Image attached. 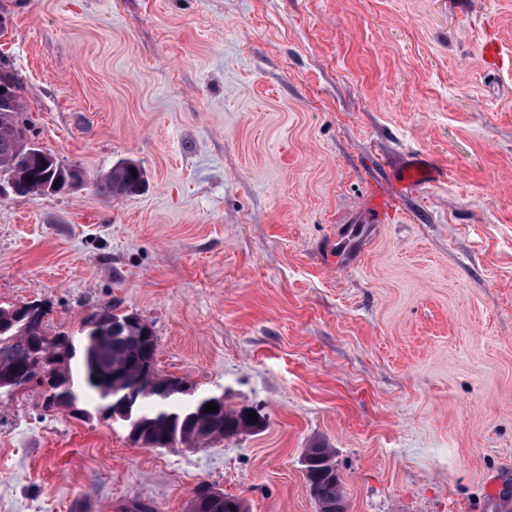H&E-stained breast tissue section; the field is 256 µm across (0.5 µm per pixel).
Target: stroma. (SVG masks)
Here are the masks:
<instances>
[{
    "mask_svg": "<svg viewBox=\"0 0 512 512\" xmlns=\"http://www.w3.org/2000/svg\"><path fill=\"white\" fill-rule=\"evenodd\" d=\"M0 65L67 191L0 199V305L97 307L263 426L195 448L0 396V512H512V0H0ZM440 173L412 189L406 156ZM134 194L98 188L118 162ZM393 201L377 222V198ZM499 495L489 499L488 483ZM479 57L483 68L489 72L512 66V56L497 38L491 36H485L480 42ZM333 458L332 448L318 445L304 450L301 463L303 468L308 469L305 479L319 511L322 508L321 511L324 512H345L341 504H336V502H341L346 506L343 479L337 468H335L336 472L329 470L334 465ZM304 459L308 465L303 464ZM205 484L206 483L200 484L196 489ZM216 494H218L216 488L207 485L203 486L202 490L193 494L188 511L203 512V507L206 505L208 497ZM235 499H239V497L224 494L223 498L208 501L207 509L204 512H234L228 508V504L233 503V500Z\"/></svg>",
    "mask_w": 512,
    "mask_h": 512,
    "instance_id": "35a3bbf8",
    "label": "stroma"
}]
</instances>
